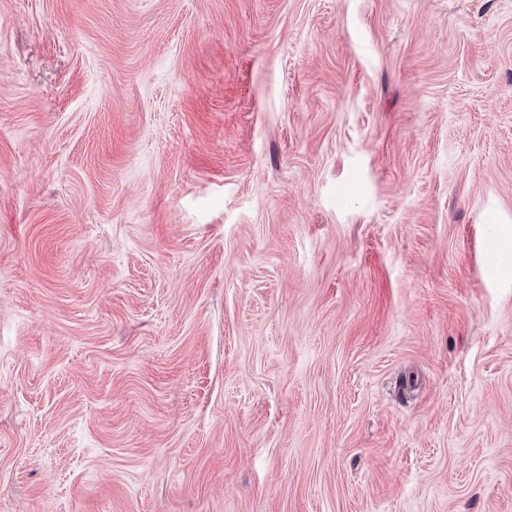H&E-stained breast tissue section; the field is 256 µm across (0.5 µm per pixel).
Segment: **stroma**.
I'll return each mask as SVG.
<instances>
[{
    "label": "stroma",
    "instance_id": "stroma-1",
    "mask_svg": "<svg viewBox=\"0 0 512 512\" xmlns=\"http://www.w3.org/2000/svg\"><path fill=\"white\" fill-rule=\"evenodd\" d=\"M0 512H512V0H0Z\"/></svg>",
    "mask_w": 512,
    "mask_h": 512
}]
</instances>
